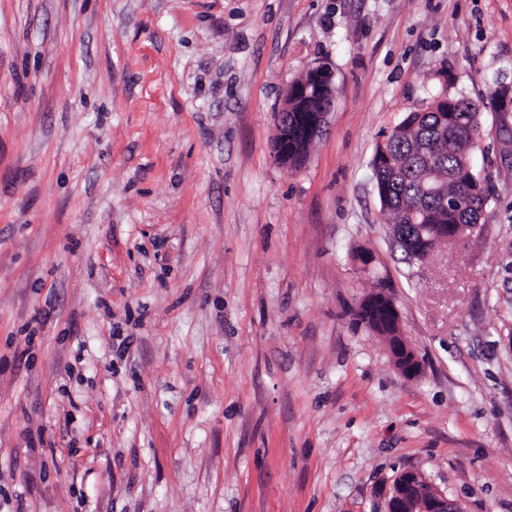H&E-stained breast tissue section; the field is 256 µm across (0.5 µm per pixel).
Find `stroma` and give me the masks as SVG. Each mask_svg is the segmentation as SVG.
I'll return each mask as SVG.
<instances>
[{"mask_svg": "<svg viewBox=\"0 0 512 512\" xmlns=\"http://www.w3.org/2000/svg\"><path fill=\"white\" fill-rule=\"evenodd\" d=\"M318 64L325 131L280 165ZM499 84L512 0H0V512H384L405 469L512 512V112L478 231L425 260L372 168ZM383 282L419 377L357 317Z\"/></svg>", "mask_w": 512, "mask_h": 512, "instance_id": "stroma-1", "label": "stroma"}]
</instances>
